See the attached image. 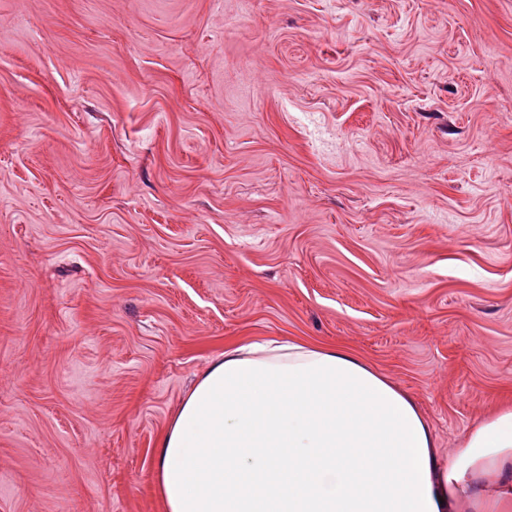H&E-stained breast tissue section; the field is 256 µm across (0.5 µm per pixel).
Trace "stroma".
<instances>
[{
  "label": "stroma",
  "mask_w": 512,
  "mask_h": 512,
  "mask_svg": "<svg viewBox=\"0 0 512 512\" xmlns=\"http://www.w3.org/2000/svg\"><path fill=\"white\" fill-rule=\"evenodd\" d=\"M271 340L443 449L512 402V0H0V512H163L175 408Z\"/></svg>",
  "instance_id": "35a3bbf8"
}]
</instances>
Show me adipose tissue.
<instances>
[{
	"label": "adipose tissue",
	"instance_id": "obj_1",
	"mask_svg": "<svg viewBox=\"0 0 512 512\" xmlns=\"http://www.w3.org/2000/svg\"><path fill=\"white\" fill-rule=\"evenodd\" d=\"M156 482L164 512H512V406L444 452L344 348L236 346L159 437Z\"/></svg>",
	"mask_w": 512,
	"mask_h": 512
}]
</instances>
